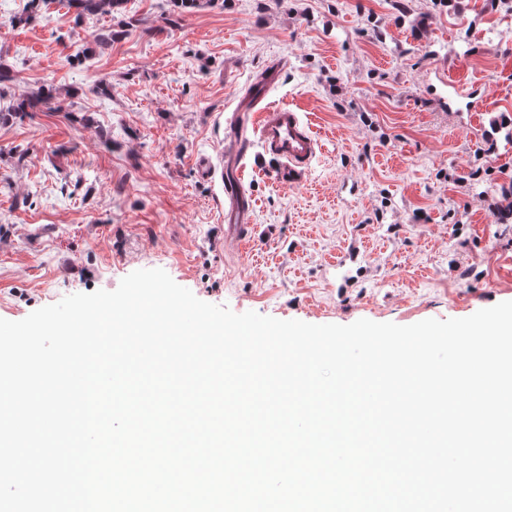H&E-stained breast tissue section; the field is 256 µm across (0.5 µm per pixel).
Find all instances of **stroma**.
Instances as JSON below:
<instances>
[{
  "mask_svg": "<svg viewBox=\"0 0 512 512\" xmlns=\"http://www.w3.org/2000/svg\"><path fill=\"white\" fill-rule=\"evenodd\" d=\"M0 318L165 270L280 320L411 325L512 301V9L503 0H0ZM475 97L442 108L444 81ZM109 84L101 93V84ZM320 148L282 184L244 143L254 235L224 238L241 98ZM211 168L200 177L199 162ZM125 0H68L69 6L75 8L78 15L112 12L120 8ZM55 100V96L52 94V89L45 90L44 88L41 89L40 92H37L33 95L23 97L22 99H19L16 101L15 104H13L11 110L7 112V114H2L0 116V119H4L5 116L10 117H22L27 114V112H33L35 109H37L39 106H49L53 103Z\"/></svg>",
  "mask_w": 512,
  "mask_h": 512,
  "instance_id": "obj_1",
  "label": "stroma"
}]
</instances>
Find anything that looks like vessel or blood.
I'll list each match as a JSON object with an SVG mask.
<instances>
[{
	"mask_svg": "<svg viewBox=\"0 0 512 512\" xmlns=\"http://www.w3.org/2000/svg\"><path fill=\"white\" fill-rule=\"evenodd\" d=\"M253 133L264 157L276 161L271 174L276 181L294 184L304 180L316 154L319 141L300 113L288 106L264 105L253 100L239 108L232 133L243 140ZM243 155L228 147L224 150V237L244 241L253 228V204L243 186Z\"/></svg>",
	"mask_w": 512,
	"mask_h": 512,
	"instance_id": "vessel-or-blood-1",
	"label": "vessel or blood"
}]
</instances>
